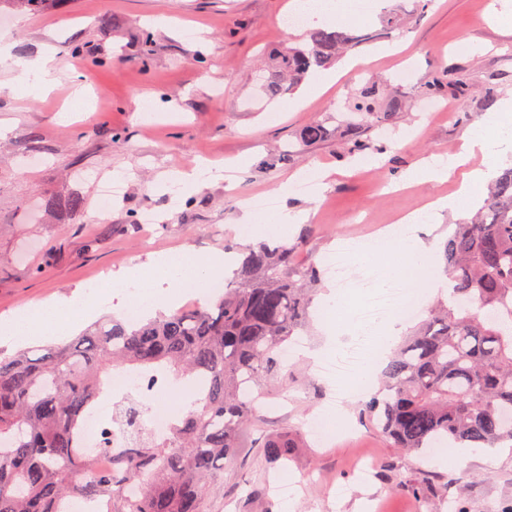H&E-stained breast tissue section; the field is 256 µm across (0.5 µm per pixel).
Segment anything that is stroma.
Wrapping results in <instances>:
<instances>
[{
  "label": "stroma",
  "mask_w": 512,
  "mask_h": 512,
  "mask_svg": "<svg viewBox=\"0 0 512 512\" xmlns=\"http://www.w3.org/2000/svg\"><path fill=\"white\" fill-rule=\"evenodd\" d=\"M288 0H49L36 14L12 13L0 29L12 59H36L55 47L59 83L35 96L6 87L8 64L0 62V321L35 302L73 298L89 285H103L127 268L150 266L162 253L209 257L225 244L245 246L230 218L239 203L274 196L291 175L323 167L329 179L318 196L297 192L275 198L276 206L303 211L314 226L299 264L326 261L343 237L369 236L372 225L392 223L398 213L417 209L426 196L454 192L457 175L408 191L394 189L405 172L424 159L453 152L465 132L459 112L481 119L499 100L512 96V0H500L499 23L485 16L489 0H378L364 10L362 0H343L340 28L351 21L381 28L399 26L382 42L354 49L369 58L321 96L298 110L299 91L265 97L255 80L258 69H272L287 38L301 39V28L285 29ZM401 44L400 52L384 46ZM410 68L408 80L396 75ZM449 71L458 85L433 101L427 112V81ZM81 75L95 109L58 115ZM222 96H214L213 84ZM391 90L399 107L389 128L395 145L383 164L369 171L342 156L341 138L299 145L297 135L312 121L338 127L366 85ZM158 104L154 124L136 114L139 99ZM294 144L286 164L277 147ZM38 157L36 166L26 158ZM201 158L226 165L228 176L199 185L185 200H173L160 187L164 174L187 171ZM127 174L122 199L109 212L100 195L116 174ZM77 195L79 210H57L55 200ZM160 221L145 224L143 212ZM327 346L318 313H311L293 356L288 378L265 401L278 405L243 434L235 461L224 466L223 512H485L495 501L512 512V445L471 452L463 463L448 455L407 456L362 423V395L340 396L334 380L320 377L311 350L329 347L331 357L346 353L359 339L361 323ZM335 403L336 435L317 442L306 422ZM290 430L299 446L280 468L269 466L259 448L262 436ZM371 460L367 478L356 464ZM296 488L289 502L275 492L278 481ZM422 482L423 492L404 490Z\"/></svg>",
  "instance_id": "stroma-1"
}]
</instances>
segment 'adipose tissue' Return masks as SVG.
<instances>
[{
	"mask_svg": "<svg viewBox=\"0 0 512 512\" xmlns=\"http://www.w3.org/2000/svg\"><path fill=\"white\" fill-rule=\"evenodd\" d=\"M58 61L54 53L43 54L37 60L22 64L15 81L32 93L50 91L55 80ZM512 112V98L502 100L497 108L487 113L481 122L469 127L456 153L449 156L447 163L428 162L407 174L408 181L425 183L446 179L452 172L461 171L462 178L458 189L452 195L432 202L427 208L407 215L410 224L436 223L443 212L458 215L468 211L473 202V190L493 178L497 166L512 156V125L505 121L506 113ZM482 155L484 162L479 167H469L474 155ZM307 216L281 208L270 216L260 217L249 209H242L237 222L247 233L285 234L289 225L305 222ZM371 255L384 254L393 261L394 268L423 274L425 288L436 289L442 286L443 279L428 274L426 258L428 248L416 235L401 232L391 237L376 239L370 250ZM157 274L167 276L177 269H189L197 287L208 288L224 268L223 256H212L204 260H194L179 254H165L152 263ZM97 310L96 301L89 299H64L53 303L37 302L19 311L7 321L0 323V334L6 336H40L45 325H53L56 334L70 331L77 316H92Z\"/></svg>",
	"mask_w": 512,
	"mask_h": 512,
	"instance_id": "adipose-tissue-1",
	"label": "adipose tissue"
}]
</instances>
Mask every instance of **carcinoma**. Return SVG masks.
<instances>
[{
    "label": "carcinoma",
    "instance_id": "cac0c4a2",
    "mask_svg": "<svg viewBox=\"0 0 512 512\" xmlns=\"http://www.w3.org/2000/svg\"><path fill=\"white\" fill-rule=\"evenodd\" d=\"M46 2L0 0V8L38 11ZM380 39L379 32L311 29L306 42L288 44L264 90L270 97L292 91L347 48ZM376 95L371 86L354 100L349 157L387 150L362 138L384 128ZM328 134L312 121L299 139L312 145ZM310 234L307 225L292 245L238 249L234 277L197 305L136 323L105 317L40 356L21 349L0 357V512H64L72 498H107L110 512H210L224 490V463L234 460L245 427L259 420L244 389L281 382L280 351L305 326L321 277L295 257ZM443 257L447 295L389 356L378 391L362 405L361 418L407 454L440 443H512V167L489 184L472 218L455 225ZM119 367L163 368L204 385L174 418L168 439L139 433L119 451L106 441L112 469L99 470L78 437ZM296 447L286 432L262 443L272 466Z\"/></svg>",
    "mask_w": 512,
    "mask_h": 512
}]
</instances>
